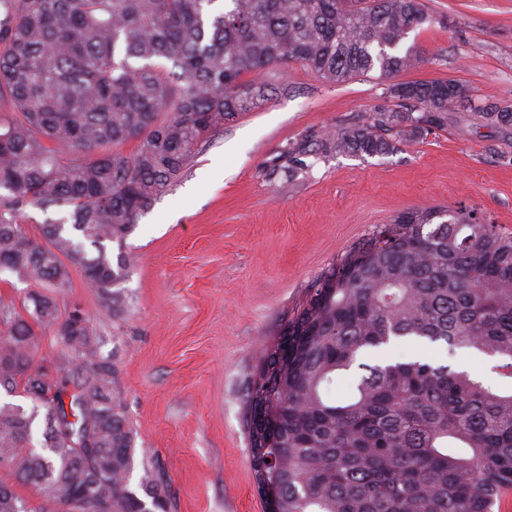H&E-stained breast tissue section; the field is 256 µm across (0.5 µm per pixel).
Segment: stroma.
I'll use <instances>...</instances> for the list:
<instances>
[{"instance_id":"1","label":"stroma","mask_w":512,"mask_h":512,"mask_svg":"<svg viewBox=\"0 0 512 512\" xmlns=\"http://www.w3.org/2000/svg\"><path fill=\"white\" fill-rule=\"evenodd\" d=\"M432 24L410 33L421 53L410 80L454 79L470 105L448 126L386 156L319 155L294 180H272L289 143L335 129L383 100L385 80L325 82L298 65L272 71L279 90L201 146L171 191L127 237L135 263L106 308L77 267L52 289L80 308L119 371L136 462L158 463L177 512H268L242 427L246 379L307 285L399 212L476 208L512 230V133L480 123L512 105V0H423ZM35 362L54 379L74 361L53 333Z\"/></svg>"}]
</instances>
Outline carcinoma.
Returning a JSON list of instances; mask_svg holds the SVG:
<instances>
[{"instance_id": "obj_1", "label": "carcinoma", "mask_w": 512, "mask_h": 512, "mask_svg": "<svg viewBox=\"0 0 512 512\" xmlns=\"http://www.w3.org/2000/svg\"><path fill=\"white\" fill-rule=\"evenodd\" d=\"M430 22L422 0H0V103L11 109L0 115V272L63 288L70 263L120 310L116 286L133 259L111 245L123 246L199 145L276 94L274 67L332 83L389 78L420 63L403 44ZM468 98L452 80L389 83L384 103L289 145L268 176L291 179L318 154H391L448 127ZM477 117L512 129L511 105ZM131 140V155L108 151ZM27 205L63 213L45 220L42 242L18 222ZM30 300L26 317L0 312V388L34 402L0 404V471L40 499L0 483V512H68L87 489L103 512H173L156 465L131 483L119 372L88 317L78 327L51 295ZM41 331L78 362L68 404L61 381L54 406L33 394L45 376L34 363ZM277 335L288 352L267 346L250 373L243 428L257 485L279 487L278 512H497L512 495V390L428 356L362 361L409 340L475 350L512 380V232L465 205L402 212L325 269ZM355 369L336 398V376ZM272 403L274 444L252 418Z\"/></svg>"}]
</instances>
